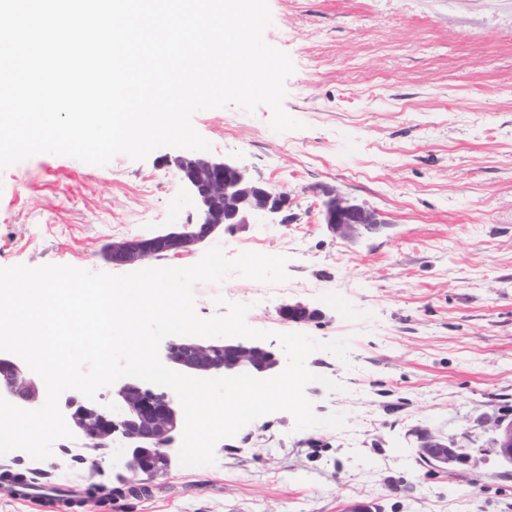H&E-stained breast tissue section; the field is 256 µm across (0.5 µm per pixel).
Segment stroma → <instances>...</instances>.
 Wrapping results in <instances>:
<instances>
[{
  "mask_svg": "<svg viewBox=\"0 0 512 512\" xmlns=\"http://www.w3.org/2000/svg\"><path fill=\"white\" fill-rule=\"evenodd\" d=\"M267 44L287 53L284 108L304 122L278 134L270 107L197 112L216 158L247 165L288 191L290 220L220 231L164 266L197 263L210 246L288 257L287 281L231 273L193 288L203 317L216 296L250 304L248 324L343 339L348 359L318 350L307 367L340 382L305 393L344 428L295 430L286 411L220 440L212 465L173 461L149 495L115 491L126 470L113 448L55 442L36 461L21 450L0 470L69 485L77 512H512V466L491 451L492 426L512 419V0H269ZM119 154L104 166L48 153L0 169V267L69 265L119 273L104 257L121 238L146 236L197 213L167 160ZM336 189L387 224L347 241L321 224ZM321 318L302 327L280 306ZM486 449L479 467L448 472L421 462L416 431ZM97 495L85 496L88 485ZM278 314L288 322L304 324L318 318L321 312L318 309H313L308 305L297 302L283 305L278 309Z\"/></svg>",
  "mask_w": 512,
  "mask_h": 512,
  "instance_id": "obj_1",
  "label": "stroma"
}]
</instances>
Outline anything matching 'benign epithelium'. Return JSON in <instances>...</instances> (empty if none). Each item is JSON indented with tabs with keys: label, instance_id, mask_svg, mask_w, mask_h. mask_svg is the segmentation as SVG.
<instances>
[{
	"label": "benign epithelium",
	"instance_id": "1",
	"mask_svg": "<svg viewBox=\"0 0 512 512\" xmlns=\"http://www.w3.org/2000/svg\"><path fill=\"white\" fill-rule=\"evenodd\" d=\"M171 163L196 202L197 221L112 242L107 251L112 264L135 265L149 258L179 254L226 226L287 222L283 213L288 209V194L255 179L245 165L197 151L177 155ZM320 216L332 232L346 239L378 234L386 227L377 213L334 191L324 193ZM278 314L288 322L304 324L318 318L320 310L297 302L283 305ZM159 355L165 366L202 378L241 373L269 378L280 365V359L266 346L241 337L167 338L160 345ZM0 396L15 406L32 410L44 403L46 387L23 361L0 352ZM60 410L67 426L85 447L120 445L125 468L135 476L125 485L142 484L168 470L172 444L181 424L171 390H155L143 380L126 377L112 387V405L104 407L89 398L79 401L69 396ZM493 431V451L512 464V422L497 420ZM420 439L421 456L442 469L480 461L473 456L476 449L445 444L425 430Z\"/></svg>",
	"mask_w": 512,
	"mask_h": 512
}]
</instances>
